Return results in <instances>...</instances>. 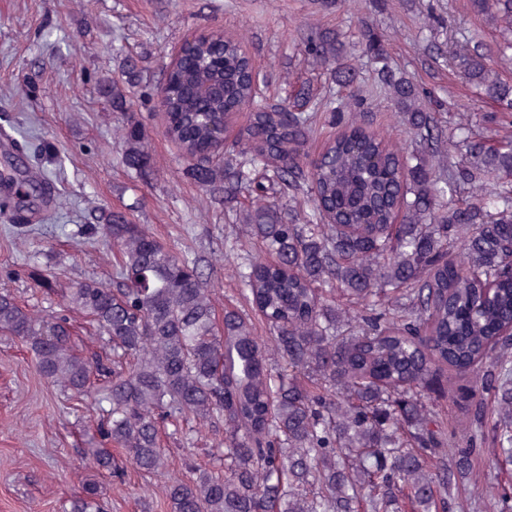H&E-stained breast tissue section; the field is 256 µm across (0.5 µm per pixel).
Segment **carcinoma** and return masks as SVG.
<instances>
[{
	"instance_id": "obj_1",
	"label": "carcinoma",
	"mask_w": 512,
	"mask_h": 512,
	"mask_svg": "<svg viewBox=\"0 0 512 512\" xmlns=\"http://www.w3.org/2000/svg\"><path fill=\"white\" fill-rule=\"evenodd\" d=\"M499 28L495 49L471 40L453 53L459 75L512 112V0H470ZM359 39L373 57L386 38L363 22ZM245 37L213 31L185 42L166 68L164 135L186 162V176L210 199L252 202L238 211L272 259H248L241 293L262 320L224 311L214 323L200 260L166 247L133 207L100 208L87 228L113 246L112 286L73 283L67 307L89 319L109 348L84 357L64 316H40L0 291V334L33 353L44 379L94 402L97 435L84 456L112 474V448L137 470L168 466L161 427L207 425L223 466L170 480L159 494L172 512H454L465 461L489 433L512 463V136L492 113L461 119L443 136L432 109L409 82L380 69L405 133L430 159L410 164L405 148L369 134L358 70L335 30L301 33L303 60L349 91L348 129L308 160L306 143L323 99L302 83L275 103L257 99L256 65ZM139 60L124 59L100 94L123 114L116 134L127 173L153 174L149 136L132 117ZM241 109L248 123L221 146V117ZM462 151L441 175L448 152ZM16 152L0 172V214L12 228L54 196ZM302 195L308 212L284 208ZM470 399L468 447L425 400ZM494 393L489 410L482 395ZM101 486L84 488L69 512H103Z\"/></svg>"
}]
</instances>
